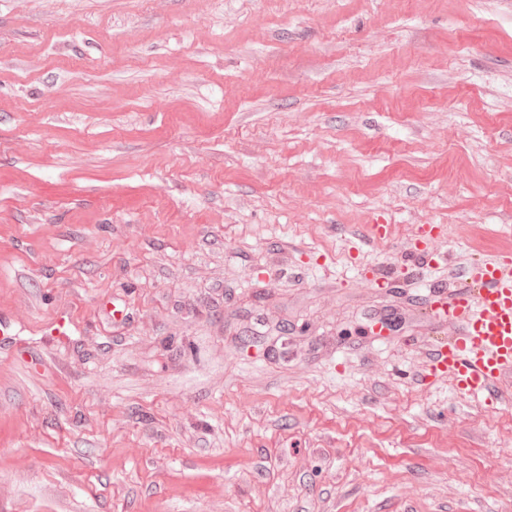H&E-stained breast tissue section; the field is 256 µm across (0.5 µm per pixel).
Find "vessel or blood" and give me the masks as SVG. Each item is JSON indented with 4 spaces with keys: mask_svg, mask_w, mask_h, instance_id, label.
<instances>
[{
    "mask_svg": "<svg viewBox=\"0 0 512 512\" xmlns=\"http://www.w3.org/2000/svg\"><path fill=\"white\" fill-rule=\"evenodd\" d=\"M461 278L460 289L436 300L437 316L456 330L437 348L432 371L450 374L465 396L495 399L512 377V259H480Z\"/></svg>",
    "mask_w": 512,
    "mask_h": 512,
    "instance_id": "1",
    "label": "vessel or blood"
}]
</instances>
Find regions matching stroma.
I'll use <instances>...</instances> for the list:
<instances>
[{
	"label": "stroma",
	"mask_w": 512,
	"mask_h": 512,
	"mask_svg": "<svg viewBox=\"0 0 512 512\" xmlns=\"http://www.w3.org/2000/svg\"><path fill=\"white\" fill-rule=\"evenodd\" d=\"M489 255L512 0H0V512H512L429 372Z\"/></svg>",
	"instance_id": "1"
}]
</instances>
